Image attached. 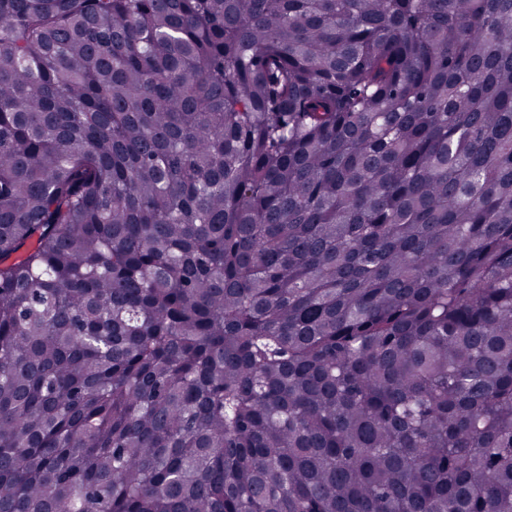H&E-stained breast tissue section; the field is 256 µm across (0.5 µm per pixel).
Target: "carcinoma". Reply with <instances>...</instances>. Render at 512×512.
<instances>
[{"mask_svg": "<svg viewBox=\"0 0 512 512\" xmlns=\"http://www.w3.org/2000/svg\"><path fill=\"white\" fill-rule=\"evenodd\" d=\"M0 512H512V0H0Z\"/></svg>", "mask_w": 512, "mask_h": 512, "instance_id": "carcinoma-1", "label": "carcinoma"}]
</instances>
